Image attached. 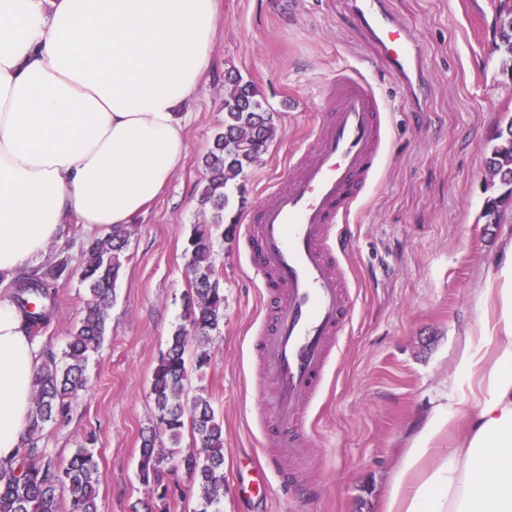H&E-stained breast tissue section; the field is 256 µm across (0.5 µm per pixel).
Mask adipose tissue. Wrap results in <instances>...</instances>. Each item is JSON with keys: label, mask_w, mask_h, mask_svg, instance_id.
<instances>
[{"label": "adipose tissue", "mask_w": 512, "mask_h": 512, "mask_svg": "<svg viewBox=\"0 0 512 512\" xmlns=\"http://www.w3.org/2000/svg\"><path fill=\"white\" fill-rule=\"evenodd\" d=\"M217 0H0V279L43 263L67 224L134 223L186 153ZM381 512H512V239ZM0 291V460L20 447L41 349Z\"/></svg>", "instance_id": "obj_1"}]
</instances>
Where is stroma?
I'll list each match as a JSON object with an SVG mask.
<instances>
[{
  "label": "stroma",
  "instance_id": "stroma-1",
  "mask_svg": "<svg viewBox=\"0 0 512 512\" xmlns=\"http://www.w3.org/2000/svg\"><path fill=\"white\" fill-rule=\"evenodd\" d=\"M424 56L428 96L421 111L377 59L347 0H220L212 69L185 115L187 153L167 189L133 226L116 287L110 329L88 369V389L71 421L45 444L68 458L96 437L101 512H161L137 475L141 431L153 417L151 378L175 326L184 321L190 272L184 254L203 158L224 124L227 73L252 81L277 132L248 172L243 200L227 218L244 220L287 177L288 159L312 148L328 118L330 89L344 73L363 77L385 107L384 157L367 194L337 227L354 296L326 388L307 424L303 466L287 487L236 489L239 470L289 450L263 423L269 386L252 343L269 317L240 235L217 248L224 324L208 367L190 370L188 396H209L224 427V512H379L394 467L431 410L453 402L465 332L480 328L478 303L502 246L512 209L484 215L488 157L512 121V74L502 69L493 0H385ZM60 314L44 344L65 347L84 301L77 278L59 287Z\"/></svg>",
  "mask_w": 512,
  "mask_h": 512
}]
</instances>
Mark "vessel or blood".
<instances>
[{
	"label": "vessel or blood",
	"mask_w": 512,
	"mask_h": 512,
	"mask_svg": "<svg viewBox=\"0 0 512 512\" xmlns=\"http://www.w3.org/2000/svg\"><path fill=\"white\" fill-rule=\"evenodd\" d=\"M349 6L380 63L399 77L404 96L422 100L428 92L424 56L410 32L384 0H349ZM383 137L381 101L364 80L344 76L313 153L292 156L287 183L244 219L242 238L256 244L248 262L262 287L276 291L272 325L258 331L252 350L273 392L276 433L295 460L302 456L299 433L354 310L333 233L369 190L382 163Z\"/></svg>",
	"instance_id": "vessel-or-blood-1"
}]
</instances>
